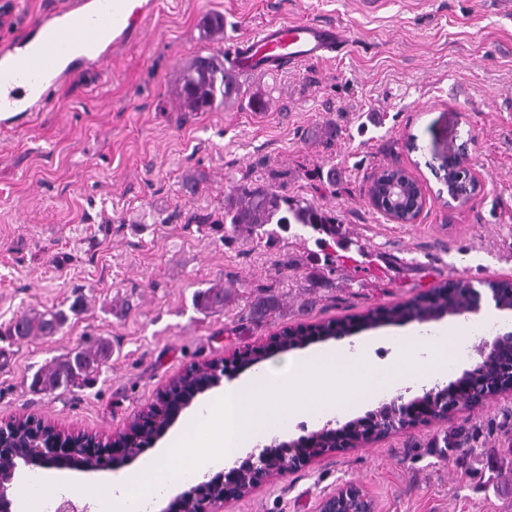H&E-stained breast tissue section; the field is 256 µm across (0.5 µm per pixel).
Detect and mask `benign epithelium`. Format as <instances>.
<instances>
[{"label": "benign epithelium", "instance_id": "1", "mask_svg": "<svg viewBox=\"0 0 512 512\" xmlns=\"http://www.w3.org/2000/svg\"><path fill=\"white\" fill-rule=\"evenodd\" d=\"M479 179L459 184L448 183V195L457 201L469 200L478 190ZM501 289H468L469 311L476 313L482 303L490 301L498 310L512 311V305L500 298ZM370 325L354 321L343 325L313 328L301 326L303 339L289 342L277 336L267 346H258L231 359L211 361L174 378L155 401L136 414L127 428L108 439L85 433H63L55 426L20 416L0 425V512H11V490L18 472L24 468H67L81 471H116L137 457V449L152 448L173 428L183 414L208 391L219 387L231 371L252 368L275 352L284 353L307 347L315 342L342 341L356 328ZM480 360L443 389L431 388L410 399L400 393L384 399L378 406L345 424L334 427L327 422L296 439H272L251 453L237 468L201 481L180 494L177 512H224V506L243 500L251 491L283 475L287 460L299 466L310 465L317 458L388 439L420 426L448 419V400L458 399L476 408L490 395H512V330L497 334L478 349ZM367 504L361 512H375L365 491L353 484H342L325 495L315 512H339L337 504L350 491Z\"/></svg>", "mask_w": 512, "mask_h": 512}]
</instances>
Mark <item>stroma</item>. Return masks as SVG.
Wrapping results in <instances>:
<instances>
[{
    "mask_svg": "<svg viewBox=\"0 0 512 512\" xmlns=\"http://www.w3.org/2000/svg\"><path fill=\"white\" fill-rule=\"evenodd\" d=\"M56 0H0V40ZM140 40L106 73L54 88L46 111L0 125V423L31 415L65 431H123L174 377L269 343L406 302L448 278L512 280V7L506 0H156ZM224 32L205 37L208 14ZM339 27L340 55L240 76L237 98L182 111L196 56L273 22ZM266 102L251 107L253 97ZM481 188L448 198L449 151ZM398 166L426 206L394 224L368 202ZM264 186L336 217L320 240L298 220L232 229L224 206ZM224 291L197 306L196 292ZM80 310L52 336L10 335L20 315ZM111 357L80 387L32 390L74 349ZM454 427L472 450L446 447ZM376 512H512V397L276 478L224 512H314L344 483Z\"/></svg>",
    "mask_w": 512,
    "mask_h": 512,
    "instance_id": "obj_1",
    "label": "stroma"
}]
</instances>
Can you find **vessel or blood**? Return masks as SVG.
Here are the masks:
<instances>
[{
	"label": "vessel or blood",
	"instance_id": "1",
	"mask_svg": "<svg viewBox=\"0 0 512 512\" xmlns=\"http://www.w3.org/2000/svg\"><path fill=\"white\" fill-rule=\"evenodd\" d=\"M154 0H68L47 10L18 38L0 44V115L35 112L49 91L80 70L106 65L114 49L141 36ZM344 42L334 25L284 22L238 41L229 59L245 73L326 58Z\"/></svg>",
	"mask_w": 512,
	"mask_h": 512
}]
</instances>
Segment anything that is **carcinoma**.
I'll list each match as a JSON object with an SVG mask.
<instances>
[{
  "mask_svg": "<svg viewBox=\"0 0 512 512\" xmlns=\"http://www.w3.org/2000/svg\"><path fill=\"white\" fill-rule=\"evenodd\" d=\"M238 93L237 78L226 68L218 55L198 58L182 77L178 90L181 109L185 112H204L218 102H224ZM406 187L403 197L405 204H415L419 189L413 180H405V175L397 170L376 172L371 176L367 194L371 205L376 199L387 193H395V188ZM294 210L295 217L315 230L334 235L339 232L340 224L312 206L292 208V203L267 188L260 186H238L228 207L224 210V223L237 229L245 224L251 229L261 228L272 222L281 227L288 226V216L281 214L282 209ZM469 299L464 287L459 286L448 295L434 288L410 301L386 310L385 319L404 322L415 321L420 324L433 321L439 311L448 309L457 316L467 313ZM67 321L62 310L44 313L34 312L22 315L13 325L19 336H51L61 330ZM109 351L100 346L95 351H76L60 361L51 370L38 373L33 385L40 391L51 392L56 388L79 386L90 380V375L108 358Z\"/></svg>",
  "mask_w": 512,
  "mask_h": 512,
  "instance_id": "1",
  "label": "carcinoma"
}]
</instances>
